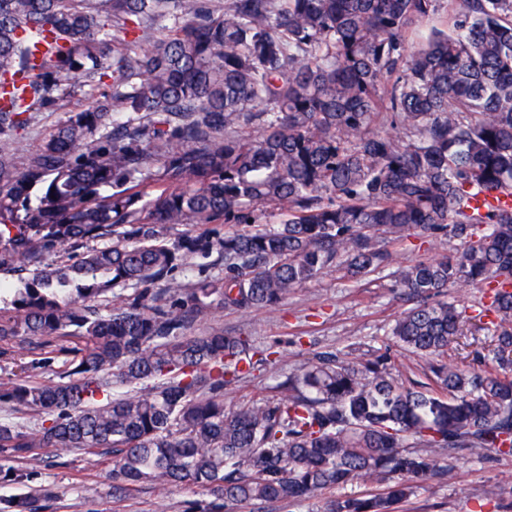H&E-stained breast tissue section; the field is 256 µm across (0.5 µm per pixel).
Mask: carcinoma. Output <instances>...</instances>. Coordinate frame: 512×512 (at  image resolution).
Segmentation results:
<instances>
[{
    "label": "carcinoma",
    "mask_w": 512,
    "mask_h": 512,
    "mask_svg": "<svg viewBox=\"0 0 512 512\" xmlns=\"http://www.w3.org/2000/svg\"><path fill=\"white\" fill-rule=\"evenodd\" d=\"M444 1L449 27L410 45ZM77 90L97 103L17 162L8 132ZM167 225L192 230L171 240ZM411 235L456 243L391 283L411 307L389 335L427 360V382L404 385L386 355L325 351L279 399L224 406L278 344L196 324L328 271L358 285ZM194 256L224 277L200 265L184 285ZM16 267L30 276L0 308V343L83 345L59 349V382L25 375L52 367L46 352L0 385L1 407L37 416L0 423V481L34 482L11 462L41 449H79L111 459L114 498L198 488L182 512L356 480L386 488L327 512H393L416 481L448 478L440 455L511 453L512 0H0V270ZM450 284L486 289L477 314L435 300ZM485 330L489 367L445 360ZM52 499L39 486L0 512ZM104 242H83L75 244H67L60 247L57 252L48 258L49 263L53 264H70L76 261L84 252L92 247L103 246Z\"/></svg>",
    "instance_id": "carcinoma-1"
}]
</instances>
